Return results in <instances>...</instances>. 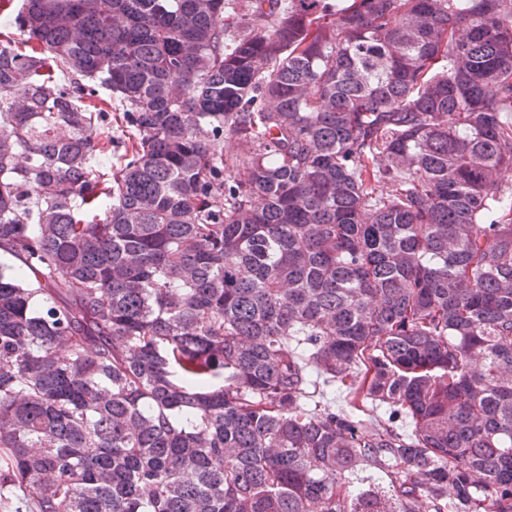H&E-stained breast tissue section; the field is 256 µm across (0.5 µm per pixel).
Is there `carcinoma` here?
<instances>
[{"mask_svg":"<svg viewBox=\"0 0 512 512\" xmlns=\"http://www.w3.org/2000/svg\"><path fill=\"white\" fill-rule=\"evenodd\" d=\"M12 2L0 489L512 512V0Z\"/></svg>","mask_w":512,"mask_h":512,"instance_id":"carcinoma-1","label":"carcinoma"}]
</instances>
